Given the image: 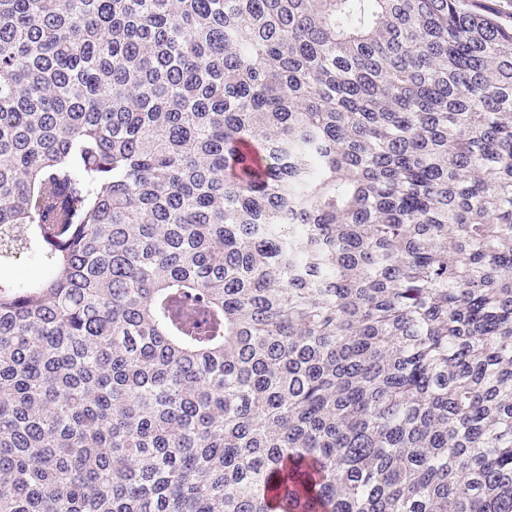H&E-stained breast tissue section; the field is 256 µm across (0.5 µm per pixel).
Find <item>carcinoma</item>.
<instances>
[{
  "label": "carcinoma",
  "mask_w": 512,
  "mask_h": 512,
  "mask_svg": "<svg viewBox=\"0 0 512 512\" xmlns=\"http://www.w3.org/2000/svg\"><path fill=\"white\" fill-rule=\"evenodd\" d=\"M0 512H512V28L487 0H0Z\"/></svg>",
  "instance_id": "cac0c4a2"
}]
</instances>
